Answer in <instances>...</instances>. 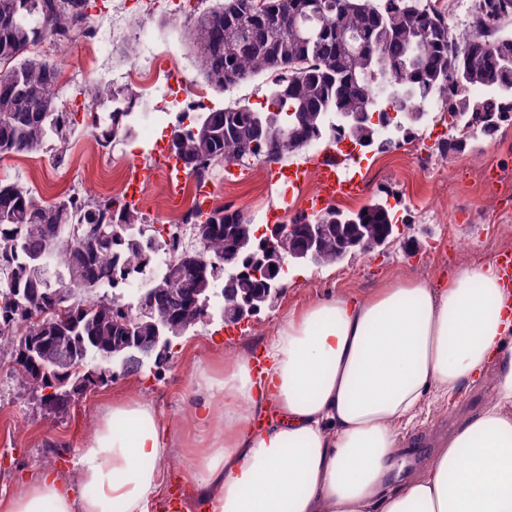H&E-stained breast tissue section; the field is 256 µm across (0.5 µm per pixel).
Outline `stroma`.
Returning a JSON list of instances; mask_svg holds the SVG:
<instances>
[{
	"instance_id": "obj_1",
	"label": "stroma",
	"mask_w": 512,
	"mask_h": 512,
	"mask_svg": "<svg viewBox=\"0 0 512 512\" xmlns=\"http://www.w3.org/2000/svg\"><path fill=\"white\" fill-rule=\"evenodd\" d=\"M204 7L203 0H96L92 24L101 31L99 40L77 38L64 55L55 54L47 42L36 50L66 75L60 83L59 108L79 106L95 82L131 85L122 43L145 28L151 30L153 39L141 53V66L151 69L156 63L171 61L203 88V107L230 101L256 109L264 106L263 78L220 93L207 86L199 74L189 31L191 18ZM134 88L149 115V125L140 129L138 138L103 144L80 126L71 135L63 166H54L46 151L15 155L0 162V179L19 183L50 201L65 192H84L96 179L129 178L133 164L152 167L156 177L144 187L138 207L148 222L165 223L170 191L159 162V147L167 141L169 125L180 120L192 123L198 113H183L178 100L168 96L164 82ZM499 134L508 139L507 147L495 149L480 140L465 152L438 156L435 145L447 137L448 130L435 106L413 142L385 152L357 153L342 170L360 179L364 190L361 195L339 200V207L356 210L382 197L409 225L407 240L331 265L290 268L288 287L273 307L241 326H226L217 316L198 325L173 342L164 369L146 367L137 373H117L112 382L75 395L63 412L51 408L41 392L1 381L0 502L18 493L17 477L22 473L34 476L55 469L65 479L77 481L72 459L116 400L151 402L159 421L171 428L170 458L179 460L185 451L198 446L202 437L192 413L199 370L217 369L222 361L246 353L257 340L271 335L288 313L300 312L332 293L364 295L391 280L422 278L512 251V124L502 125ZM420 153L434 156V168L416 166L414 158ZM269 180L270 169L263 164L237 168L234 176L224 180V201L243 210L257 227H264L269 213L278 206L276 196L266 189ZM460 238L469 240L470 253L456 249ZM493 394L494 383L487 378L466 387L451 412L432 407L426 426L430 439L448 435L458 418L478 412Z\"/></svg>"
}]
</instances>
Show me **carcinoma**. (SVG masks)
I'll list each match as a JSON object with an SVG mask.
<instances>
[{
    "mask_svg": "<svg viewBox=\"0 0 512 512\" xmlns=\"http://www.w3.org/2000/svg\"><path fill=\"white\" fill-rule=\"evenodd\" d=\"M94 0H0V157L44 147L60 164L69 145L63 132L75 113L57 105L56 66L31 46L90 34ZM471 25L482 37L451 29L431 0H224L198 14L192 41L198 67L218 91L268 77L266 105L232 101L169 134L168 151L184 172L201 179L219 167L267 166L300 157L315 139L349 140L363 151H384L374 114L399 132L417 124L404 102L441 101L459 130L437 143L460 153L469 142L497 134L512 113V0H481ZM229 29L237 43L226 42ZM492 94L479 100L476 89ZM92 100L112 103L88 131L96 140H127L135 132L129 88L98 85ZM352 121L336 126V118ZM320 224L315 265L343 260L347 244L379 241L395 231L380 198L357 211L332 205L300 213L287 236L257 234L241 210L193 212L184 224L156 226L134 203L110 196L63 193L46 201L16 182L0 180V336L17 318L32 321L12 338L0 360L20 380L65 410L75 389L112 380L114 367L131 373L162 368L173 340L213 317L236 323L241 308L257 315L276 299L287 271L273 265L268 242L281 252L308 246L306 225ZM141 282L144 295L114 296V285Z\"/></svg>",
    "mask_w": 512,
    "mask_h": 512,
    "instance_id": "cac0c4a2",
    "label": "carcinoma"
}]
</instances>
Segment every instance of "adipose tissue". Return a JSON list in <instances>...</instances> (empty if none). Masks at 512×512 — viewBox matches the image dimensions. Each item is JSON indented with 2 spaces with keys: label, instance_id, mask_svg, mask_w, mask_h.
I'll list each match as a JSON object with an SVG mask.
<instances>
[{
  "label": "adipose tissue",
  "instance_id": "obj_1",
  "mask_svg": "<svg viewBox=\"0 0 512 512\" xmlns=\"http://www.w3.org/2000/svg\"><path fill=\"white\" fill-rule=\"evenodd\" d=\"M204 375L206 443L168 474L170 435L145 400L113 403L78 452L0 512H150L168 481L200 512H512V296L493 263L331 295ZM493 374L494 396L389 479L425 411Z\"/></svg>",
  "mask_w": 512,
  "mask_h": 512
}]
</instances>
